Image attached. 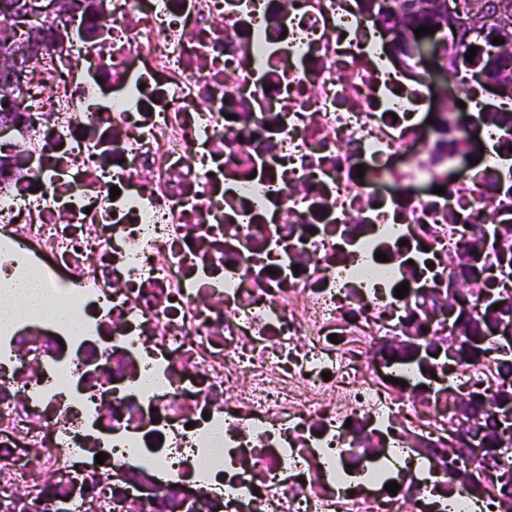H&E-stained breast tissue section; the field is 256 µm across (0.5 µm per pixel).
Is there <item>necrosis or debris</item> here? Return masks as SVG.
I'll return each instance as SVG.
<instances>
[{
    "label": "necrosis or debris",
    "mask_w": 512,
    "mask_h": 512,
    "mask_svg": "<svg viewBox=\"0 0 512 512\" xmlns=\"http://www.w3.org/2000/svg\"><path fill=\"white\" fill-rule=\"evenodd\" d=\"M42 3L62 35L0 136V283L82 330L0 329V512H475L450 393L498 376L447 370L448 259L459 224L512 222V113L461 64L472 125L411 122L425 60L385 85L360 0Z\"/></svg>",
    "instance_id": "4bbe7bcc"
}]
</instances>
